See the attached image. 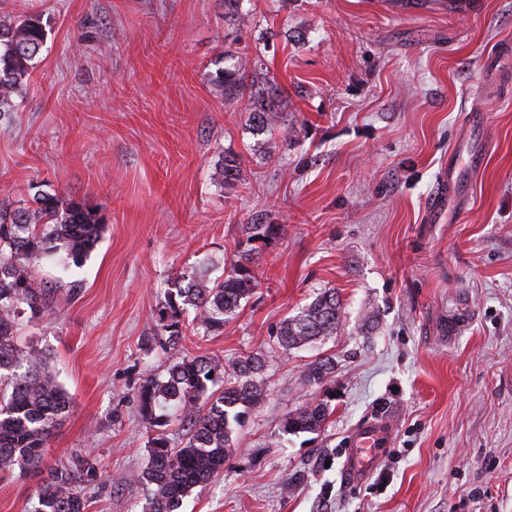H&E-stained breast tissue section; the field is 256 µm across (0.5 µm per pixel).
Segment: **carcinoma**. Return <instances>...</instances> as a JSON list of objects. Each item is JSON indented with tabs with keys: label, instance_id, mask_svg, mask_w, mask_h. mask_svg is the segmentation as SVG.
Here are the masks:
<instances>
[{
	"label": "carcinoma",
	"instance_id": "obj_1",
	"mask_svg": "<svg viewBox=\"0 0 512 512\" xmlns=\"http://www.w3.org/2000/svg\"><path fill=\"white\" fill-rule=\"evenodd\" d=\"M43 15L22 18L0 15V117L14 111L15 98L35 69L46 42ZM213 81L229 99L247 100L254 108L252 119L260 129L273 128L278 112L277 89L246 81V71L222 68ZM240 161L227 155L218 163L212 179L220 185L238 179ZM102 221L95 210L70 197L36 191L17 206L0 201V471L15 467L38 470L54 432L70 409L71 398L46 369L38 356L28 358L26 371L1 374L17 362L21 349L17 329L24 319L41 318L48 305L47 288L36 285L35 267L52 262L64 269L79 266L98 241ZM281 231L278 224H245V243L239 259L224 267L214 279L191 270L180 274L153 315L157 344L174 356L164 375L145 379L137 399L142 419L153 432L150 461L137 475L149 486L142 512H177L192 488L208 482L224 469L232 448L233 427L265 397L263 370L267 355L254 352L227 365L213 357L182 355L187 338L183 314L193 310L192 322L206 330H219L250 298L259 280L250 268L252 243L267 242ZM343 310L333 289L314 300L276 330L278 347L291 351L336 334ZM336 369L332 357L316 359L306 380L321 386ZM333 413L330 400L310 401L286 414L281 432L288 434L321 430ZM186 423L185 442L175 446L165 435L173 421ZM94 470L93 459L72 465L59 462L47 471L36 492L30 512H88L89 500L77 488V470Z\"/></svg>",
	"mask_w": 512,
	"mask_h": 512
}]
</instances>
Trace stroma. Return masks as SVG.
Wrapping results in <instances>:
<instances>
[{"mask_svg":"<svg viewBox=\"0 0 512 512\" xmlns=\"http://www.w3.org/2000/svg\"><path fill=\"white\" fill-rule=\"evenodd\" d=\"M33 11L50 28L0 121V200L35 185L102 219L81 267L38 265L50 314L19 336L72 397L46 463L95 458L78 481L89 512L148 495L137 390L170 362L153 311L198 263L222 275L257 220L283 227L252 254L259 287L184 352L263 350L267 392L179 512H512V0H240V25L218 0H0V15ZM257 56L291 133L254 131L211 79ZM227 154L241 167L223 186ZM329 288L336 335L282 353L276 328ZM321 355L335 412L281 435L319 396L305 374ZM368 421L391 444L353 481ZM40 480L0 472V512H27ZM240 164L237 156L226 155L224 159L215 166L212 179L220 185L232 184V181L238 179Z\"/></svg>","mask_w":512,"mask_h":512,"instance_id":"stroma-1","label":"stroma"}]
</instances>
